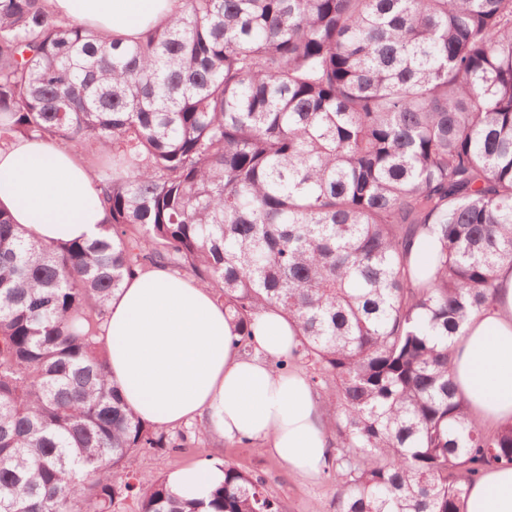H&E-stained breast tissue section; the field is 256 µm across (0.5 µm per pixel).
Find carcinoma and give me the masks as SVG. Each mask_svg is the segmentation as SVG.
Returning a JSON list of instances; mask_svg holds the SVG:
<instances>
[{"label":"carcinoma","mask_w":512,"mask_h":512,"mask_svg":"<svg viewBox=\"0 0 512 512\" xmlns=\"http://www.w3.org/2000/svg\"><path fill=\"white\" fill-rule=\"evenodd\" d=\"M93 147L104 235L0 211V512H200L141 452L100 341L124 277L191 275L241 326L277 307L326 401L336 512H458L512 466L467 415L451 341L512 263V0H181L137 41L0 0V146ZM438 236L434 272L408 247ZM211 512H281L227 462Z\"/></svg>","instance_id":"carcinoma-1"}]
</instances>
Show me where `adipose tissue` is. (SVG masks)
<instances>
[{"instance_id":"ef3b65f1","label":"adipose tissue","mask_w":512,"mask_h":512,"mask_svg":"<svg viewBox=\"0 0 512 512\" xmlns=\"http://www.w3.org/2000/svg\"><path fill=\"white\" fill-rule=\"evenodd\" d=\"M53 16L136 40L165 23L179 0H48ZM93 170L72 149L19 139L0 149V208L48 244L99 236L104 212ZM488 308L453 343V377L473 421L494 430L512 424V264L495 271ZM253 350L210 291L189 277L150 269L126 278L112 297L101 338L109 382L129 409L160 428L197 422L229 443L250 441L313 481L332 466L326 410L304 371H276L300 329L278 309L255 315ZM224 480L213 458L166 475L172 494L201 501ZM460 512H512V467H492L465 485Z\"/></svg>"}]
</instances>
